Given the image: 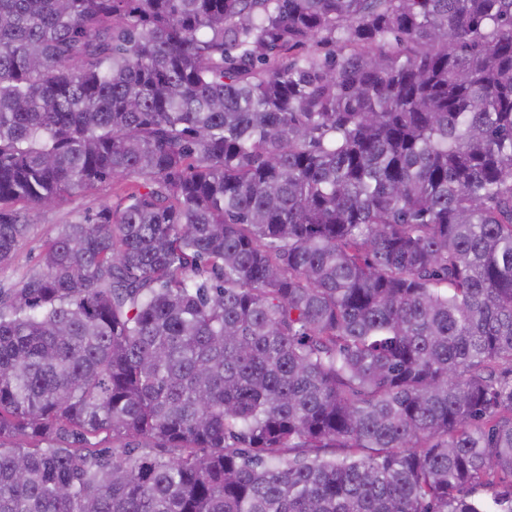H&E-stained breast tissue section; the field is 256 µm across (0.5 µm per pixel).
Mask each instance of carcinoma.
I'll return each mask as SVG.
<instances>
[{
	"label": "carcinoma",
	"instance_id": "obj_1",
	"mask_svg": "<svg viewBox=\"0 0 512 512\" xmlns=\"http://www.w3.org/2000/svg\"><path fill=\"white\" fill-rule=\"evenodd\" d=\"M114 180L0 288V512H512V0H0V267ZM132 184L108 183L98 188L84 190L66 197L52 209L19 205L23 216L30 225L27 238L22 242L8 267L0 270V284L9 287L38 263L45 243L54 238L63 224L78 216L95 214L102 205L115 203L131 191Z\"/></svg>",
	"mask_w": 512,
	"mask_h": 512
}]
</instances>
